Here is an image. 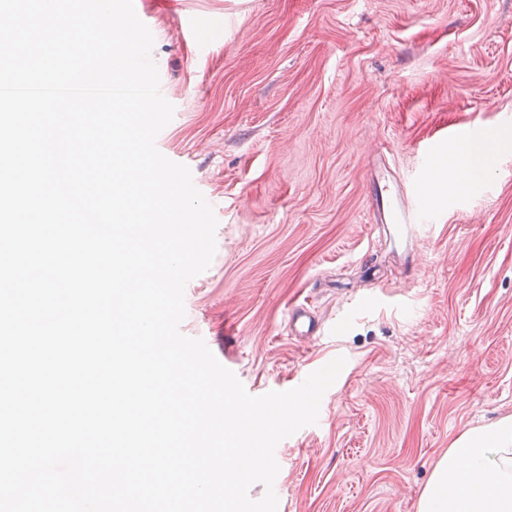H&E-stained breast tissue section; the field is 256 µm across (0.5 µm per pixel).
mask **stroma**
Returning <instances> with one entry per match:
<instances>
[{
  "label": "stroma",
  "mask_w": 512,
  "mask_h": 512,
  "mask_svg": "<svg viewBox=\"0 0 512 512\" xmlns=\"http://www.w3.org/2000/svg\"><path fill=\"white\" fill-rule=\"evenodd\" d=\"M133 3L175 108L156 147L218 220L181 332L253 395L346 359L277 446L278 512H414L466 427L512 416V147L470 190L438 171L456 129L512 136V0ZM375 178L432 184L418 223H376Z\"/></svg>",
  "instance_id": "obj_1"
}]
</instances>
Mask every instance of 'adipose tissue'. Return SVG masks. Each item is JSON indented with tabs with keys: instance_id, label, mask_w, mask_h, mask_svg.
I'll use <instances>...</instances> for the list:
<instances>
[{
	"instance_id": "obj_1",
	"label": "adipose tissue",
	"mask_w": 512,
	"mask_h": 512,
	"mask_svg": "<svg viewBox=\"0 0 512 512\" xmlns=\"http://www.w3.org/2000/svg\"><path fill=\"white\" fill-rule=\"evenodd\" d=\"M498 134L460 142L448 160V184L474 187L500 147ZM415 512H512V416L466 429L437 461Z\"/></svg>"
}]
</instances>
